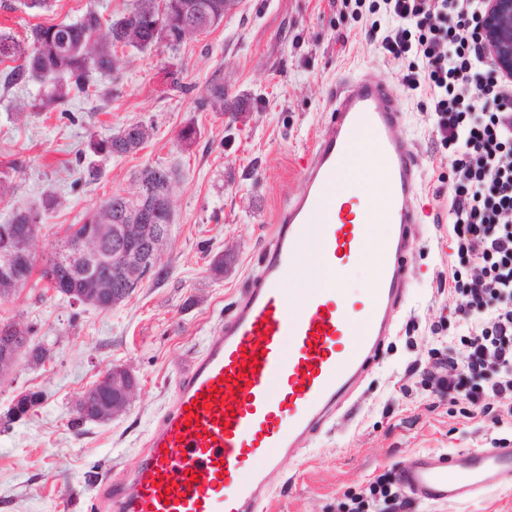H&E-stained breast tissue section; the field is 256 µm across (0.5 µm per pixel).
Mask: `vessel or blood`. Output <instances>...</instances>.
<instances>
[{
	"mask_svg": "<svg viewBox=\"0 0 512 512\" xmlns=\"http://www.w3.org/2000/svg\"><path fill=\"white\" fill-rule=\"evenodd\" d=\"M334 117L306 153L304 192L287 199L278 226L233 313L207 340L173 402L149 434L139 466L122 483L96 487L108 512H263L264 472L297 454L347 402L392 335L411 246L418 159L393 130L395 91L348 80L332 98ZM382 161L383 211L340 212L336 187L345 160ZM373 224L394 228L375 241ZM380 261L364 301L351 304L338 268L369 252ZM363 312L355 322L351 310ZM219 401H210L213 386ZM199 422L186 426L187 416ZM512 478V445L455 457L419 455L400 472L422 502L477 495Z\"/></svg>",
	"mask_w": 512,
	"mask_h": 512,
	"instance_id": "obj_1",
	"label": "vessel or blood"
}]
</instances>
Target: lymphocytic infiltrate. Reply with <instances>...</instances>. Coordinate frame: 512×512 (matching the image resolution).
Returning <instances> with one entry per match:
<instances>
[{"label":"lymphocytic infiltrate","mask_w":512,"mask_h":512,"mask_svg":"<svg viewBox=\"0 0 512 512\" xmlns=\"http://www.w3.org/2000/svg\"><path fill=\"white\" fill-rule=\"evenodd\" d=\"M385 28L371 26L392 60L407 69L400 84L435 114L436 133L451 152L454 194L448 214L461 264L448 289L462 299L466 370L454 358L435 361L438 385L470 405L494 400L512 417V80L493 74L480 47L484 0H372ZM407 499L386 476L371 481L347 512H404Z\"/></svg>","instance_id":"f902f5d3"}]
</instances>
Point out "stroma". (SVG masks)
I'll return each instance as SVG.
<instances>
[{"instance_id":"35a3bbf8","label":"stroma","mask_w":512,"mask_h":512,"mask_svg":"<svg viewBox=\"0 0 512 512\" xmlns=\"http://www.w3.org/2000/svg\"><path fill=\"white\" fill-rule=\"evenodd\" d=\"M130 0H52L46 11L0 0V30L29 37L40 24L73 22L87 10L126 13ZM382 14L341 13L329 0H238L223 22L177 49L119 51V69L100 80L98 96L75 97L48 111L31 102L37 82L0 85V224L19 207L53 195L32 242L36 266L58 249L68 225L82 223L108 197L135 194L148 166L171 170L172 222L159 274L109 309L75 305L31 278L0 301V321L27 326L49 357L20 358L0 378V418L23 392L40 393L23 418L0 421V512H102L94 485L105 474L128 478L144 442L170 406L176 381L200 354L256 274L280 205L303 188L300 159L332 118L339 83L366 72L399 87L404 62L389 60L367 30ZM224 80V109L208 104L213 75ZM396 137L409 142L421 168L408 204L421 216L396 328L356 394L302 452L266 474L265 512H336L368 481L411 457L512 442L494 408L465 415L464 401L440 394L433 353L466 356L444 273L457 267L440 182L449 152L431 112L400 94ZM138 123L143 147L122 157L92 154L88 143ZM195 130L191 143L178 134ZM223 259L224 271L212 265ZM130 369L139 386L112 421L72 426L75 404L111 365ZM407 512H512V480L450 503L411 502Z\"/></svg>"}]
</instances>
